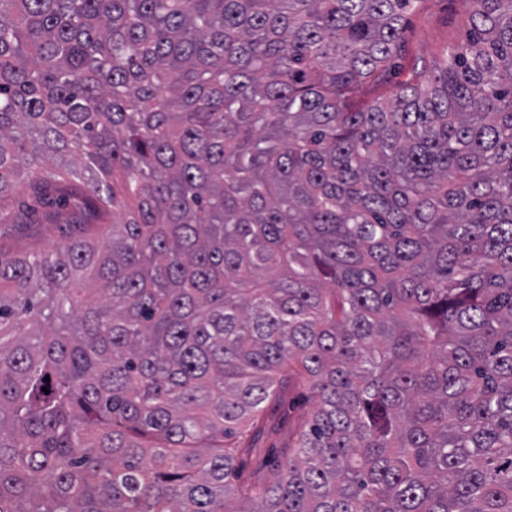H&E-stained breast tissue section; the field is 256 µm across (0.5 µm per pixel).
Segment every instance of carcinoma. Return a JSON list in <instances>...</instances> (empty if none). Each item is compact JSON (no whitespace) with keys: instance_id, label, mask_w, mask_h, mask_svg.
<instances>
[{"instance_id":"cac0c4a2","label":"carcinoma","mask_w":512,"mask_h":512,"mask_svg":"<svg viewBox=\"0 0 512 512\" xmlns=\"http://www.w3.org/2000/svg\"><path fill=\"white\" fill-rule=\"evenodd\" d=\"M470 2L359 106L416 0H0V224L83 185L0 258V512H512V0ZM11 213L15 222L33 224L13 227L2 224L0 247L5 258L14 257L27 249H48L64 242L70 232L68 222L80 219L76 206H63L55 189L33 194L25 184L17 186L12 194ZM315 408V401L302 384L292 383L279 398L276 411L264 432L253 442L247 459V471L253 478L266 481L270 477L268 461L273 453L288 448L303 429Z\"/></svg>"}]
</instances>
